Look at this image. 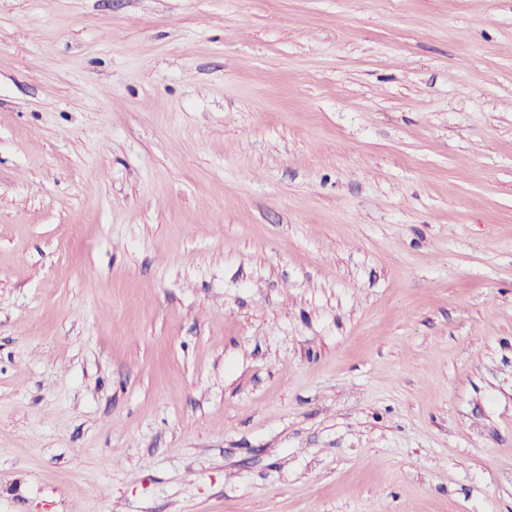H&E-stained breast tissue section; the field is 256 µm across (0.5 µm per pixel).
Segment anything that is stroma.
<instances>
[{"mask_svg":"<svg viewBox=\"0 0 512 512\" xmlns=\"http://www.w3.org/2000/svg\"><path fill=\"white\" fill-rule=\"evenodd\" d=\"M0 512H512V0H0Z\"/></svg>","mask_w":512,"mask_h":512,"instance_id":"obj_1","label":"stroma"}]
</instances>
